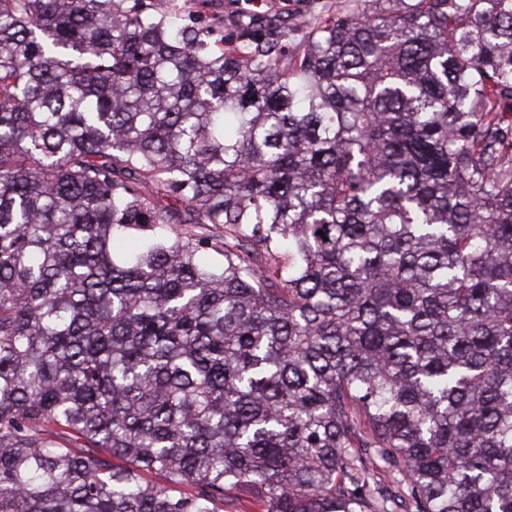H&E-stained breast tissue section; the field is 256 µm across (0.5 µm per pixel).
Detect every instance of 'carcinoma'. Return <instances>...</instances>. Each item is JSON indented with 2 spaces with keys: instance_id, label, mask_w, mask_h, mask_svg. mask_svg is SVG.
Listing matches in <instances>:
<instances>
[{
  "instance_id": "obj_1",
  "label": "carcinoma",
  "mask_w": 512,
  "mask_h": 512,
  "mask_svg": "<svg viewBox=\"0 0 512 512\" xmlns=\"http://www.w3.org/2000/svg\"><path fill=\"white\" fill-rule=\"evenodd\" d=\"M240 492L512 512V0H0V512ZM343 0H212L207 10L224 16V35L235 33L239 19L275 28L287 21H304L324 5L336 9Z\"/></svg>"
}]
</instances>
